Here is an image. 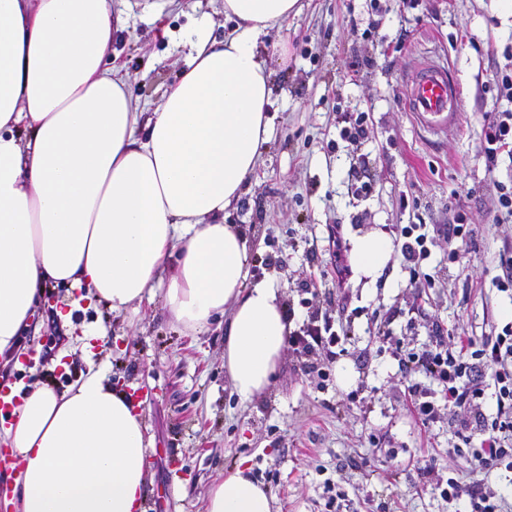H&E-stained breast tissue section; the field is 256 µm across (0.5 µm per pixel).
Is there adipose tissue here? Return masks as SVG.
I'll return each instance as SVG.
<instances>
[{"label": "adipose tissue", "mask_w": 512, "mask_h": 512, "mask_svg": "<svg viewBox=\"0 0 512 512\" xmlns=\"http://www.w3.org/2000/svg\"><path fill=\"white\" fill-rule=\"evenodd\" d=\"M129 0H0V361L10 360L45 284L86 289L114 313L162 294L173 319L228 323L224 369L252 399L274 381L290 325L274 281L246 286L244 236L225 223L258 166L272 119L258 44L298 0H224L160 107L143 116L110 66L115 5ZM394 253L370 230L349 240L358 278ZM20 467L18 512H143L148 442L140 412L98 371L64 392L30 387L0 431ZM205 512H272L238 465L206 491Z\"/></svg>", "instance_id": "obj_1"}]
</instances>
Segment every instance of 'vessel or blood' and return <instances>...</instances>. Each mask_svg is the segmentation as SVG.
Listing matches in <instances>:
<instances>
[{
    "instance_id": "1",
    "label": "vessel or blood",
    "mask_w": 512,
    "mask_h": 512,
    "mask_svg": "<svg viewBox=\"0 0 512 512\" xmlns=\"http://www.w3.org/2000/svg\"><path fill=\"white\" fill-rule=\"evenodd\" d=\"M460 93L448 69L430 61L420 65L407 97L408 109L429 128L450 123L458 110Z\"/></svg>"
}]
</instances>
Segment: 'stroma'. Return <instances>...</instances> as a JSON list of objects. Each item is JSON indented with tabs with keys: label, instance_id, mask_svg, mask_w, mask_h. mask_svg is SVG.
Returning a JSON list of instances; mask_svg holds the SVG:
<instances>
[{
	"label": "stroma",
	"instance_id": "obj_1",
	"mask_svg": "<svg viewBox=\"0 0 512 512\" xmlns=\"http://www.w3.org/2000/svg\"><path fill=\"white\" fill-rule=\"evenodd\" d=\"M301 10L258 46L274 63L273 129L255 176L228 210L252 257L249 283L275 279L293 326L331 316L346 341L332 357L285 350L273 384L249 401L232 394L224 371V320L195 334L178 326L162 296L139 312L113 314L80 290L46 286L0 378L64 391L89 369L132 395L150 442L145 512H205L208 486L239 462L274 499V512H451L426 483L469 482L448 430V410L421 425L408 396L425 375L401 360L436 335L464 333L475 345L497 335L512 295L496 286L512 223L493 221L494 181H512V160L486 164L482 127L497 108L496 81L512 68V16L497 0H300ZM224 37L223 0H172L160 22L133 7L123 15L117 66L146 111L162 102L188 53L181 33L202 14ZM168 27L173 39L158 36ZM446 62L460 110L432 131L408 112L416 64ZM366 117V135L344 130ZM370 181V194L357 193ZM417 207H410L409 199ZM463 213L472 232L461 260L434 238L415 288L401 252L374 284L333 279L330 228L343 237L379 228L397 247L403 227L447 223ZM101 335L93 355L83 333ZM351 384L342 387L338 370ZM343 497L326 508V487Z\"/></svg>",
	"mask_w": 512,
	"mask_h": 512
}]
</instances>
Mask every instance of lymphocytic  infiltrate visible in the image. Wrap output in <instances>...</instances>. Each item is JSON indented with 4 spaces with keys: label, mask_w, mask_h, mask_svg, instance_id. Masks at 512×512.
I'll return each mask as SVG.
<instances>
[{
    "label": "lymphocytic infiltrate",
    "mask_w": 512,
    "mask_h": 512,
    "mask_svg": "<svg viewBox=\"0 0 512 512\" xmlns=\"http://www.w3.org/2000/svg\"><path fill=\"white\" fill-rule=\"evenodd\" d=\"M500 94L507 101L505 109L491 113L482 132L487 144L488 166H496L500 154L512 158V72L500 75ZM407 362L412 371L434 379L438 387L431 390L412 383L408 393L421 421H434L436 395L448 402V426L456 438L466 444L463 459L476 473L498 467L512 470V322L498 333L493 344L475 347L467 336L436 337L428 348L411 351ZM495 396L497 412L488 417L484 408L488 396ZM480 447H472L473 438ZM442 498L461 502L469 512H498L495 492L482 482L468 484L448 479L441 488Z\"/></svg>",
    "instance_id": "f902f5d3"
}]
</instances>
